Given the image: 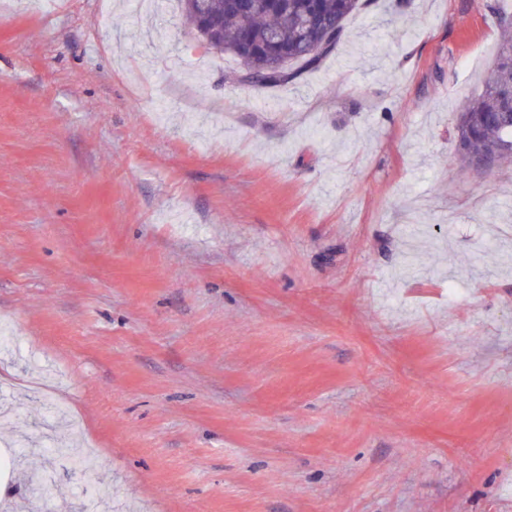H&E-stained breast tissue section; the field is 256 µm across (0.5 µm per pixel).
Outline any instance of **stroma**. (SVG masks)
Segmentation results:
<instances>
[{
    "instance_id": "35a3bbf8",
    "label": "stroma",
    "mask_w": 512,
    "mask_h": 512,
    "mask_svg": "<svg viewBox=\"0 0 512 512\" xmlns=\"http://www.w3.org/2000/svg\"><path fill=\"white\" fill-rule=\"evenodd\" d=\"M495 7L261 87L177 0H0V512H512ZM502 37L495 60L493 73L486 81L482 92L468 100L461 112L458 138L461 154L470 164L471 156L493 154L475 158L472 167L487 171L502 161L512 158V125L502 119L500 112H509L504 107V98L512 91V25L502 26Z\"/></svg>"
}]
</instances>
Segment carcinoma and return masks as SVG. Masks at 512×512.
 Segmentation results:
<instances>
[{
    "label": "carcinoma",
    "instance_id": "cac0c4a2",
    "mask_svg": "<svg viewBox=\"0 0 512 512\" xmlns=\"http://www.w3.org/2000/svg\"><path fill=\"white\" fill-rule=\"evenodd\" d=\"M187 22L201 31L200 12L217 26L211 49L236 55L243 64L241 85L286 86L320 67L336 50L344 22L360 0H277L266 9L257 0H180ZM512 25L502 37L493 73L482 92L461 112L458 138L465 161L493 154L512 158V125L502 119L504 98L512 92Z\"/></svg>",
    "mask_w": 512,
    "mask_h": 512
}]
</instances>
